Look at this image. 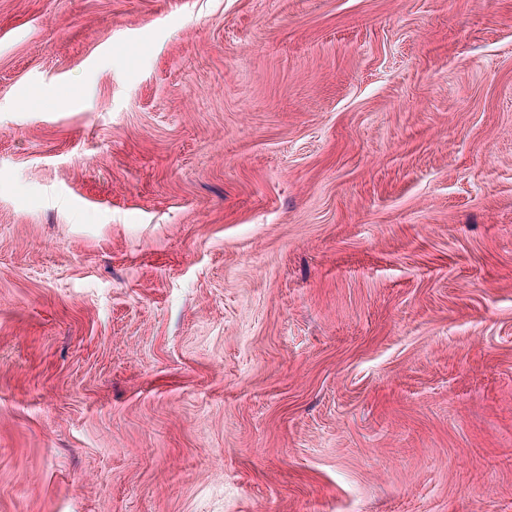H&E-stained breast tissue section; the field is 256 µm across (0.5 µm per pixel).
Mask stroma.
Returning a JSON list of instances; mask_svg holds the SVG:
<instances>
[{
  "label": "stroma",
  "instance_id": "obj_1",
  "mask_svg": "<svg viewBox=\"0 0 512 512\" xmlns=\"http://www.w3.org/2000/svg\"><path fill=\"white\" fill-rule=\"evenodd\" d=\"M0 512H512V0H0Z\"/></svg>",
  "mask_w": 512,
  "mask_h": 512
}]
</instances>
